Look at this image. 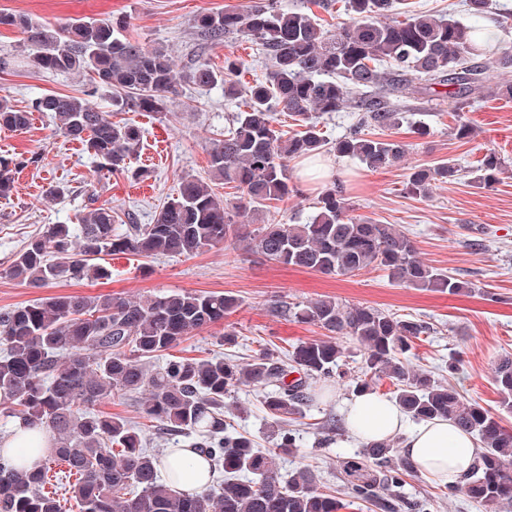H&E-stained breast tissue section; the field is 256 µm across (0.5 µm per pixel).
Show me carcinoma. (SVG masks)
I'll use <instances>...</instances> for the list:
<instances>
[{
  "mask_svg": "<svg viewBox=\"0 0 512 512\" xmlns=\"http://www.w3.org/2000/svg\"><path fill=\"white\" fill-rule=\"evenodd\" d=\"M345 2L351 20L332 29L312 12L280 11L276 0L199 14L195 28L206 42L250 37L270 62L265 79L245 91V109L208 151L213 177L233 185L236 195L222 198L208 184L186 177L152 224H136L131 217L122 224L103 204L75 228L50 225L16 256L10 275L36 287L101 279L108 276L102 264L106 256L189 257L207 247L245 242L278 264L325 275H351L374 264L407 287L468 292L470 282L423 263L414 241L396 225L352 214L339 185L320 193L314 214L303 224H264L254 230L246 224L252 209L298 193L289 170L294 159L332 151L374 170L399 163L406 144L378 137L374 130L399 128L398 93L413 80L420 81L421 93L461 109L485 89V65L478 58L512 70V49L487 42L474 25L491 12L492 0H465L470 23L417 10L402 20V7L410 6L406 0ZM4 26L24 35L34 68L89 76L114 91L112 106L121 112H158L181 94L184 82L200 88L222 85L224 96L239 95L232 80L241 69L239 61L225 59L222 70L200 61L180 74L166 53L115 35L110 22L52 25L1 11ZM33 109L50 113L58 134L82 142L100 170L141 176L130 171L141 138L135 124L114 121L112 113L69 95L40 97ZM277 111L288 113L302 130L292 135L277 130ZM336 112H354L356 122L331 146L314 115ZM29 123V111L0 97V128L22 130ZM502 168L499 154L485 151L478 183H495ZM461 172L451 161L415 167L406 192L425 198L433 182H453ZM237 307L231 295L174 292L146 302L60 294L1 311L0 409L45 431L52 451L32 471L19 470L0 455V512H63L56 493L46 490L57 477L52 472L56 462L76 477L71 490L78 512H341L342 499L319 489L311 472L281 480L276 459L299 447V436L284 433L264 453L224 420V398L241 387L269 389L264 407L275 417L303 416L311 402L307 381L341 370L337 336L355 339L367 354L356 391L394 379L396 402L412 420L447 418L476 436L478 460L462 482L448 487V494L462 493L487 512L512 507V429L479 402L463 401L452 384L401 360L415 340L430 333L425 321L331 298L292 303L288 313L320 326L327 338L303 341L283 358L263 351L247 362L217 355L153 364L186 337L223 323ZM495 385L499 407L512 413V357L498 363ZM133 394L142 396L144 420L169 436L192 439L190 447L223 470L221 484L190 494L161 480L158 457L143 443L141 426L97 409L107 397ZM358 455L377 470L352 485L353 497L396 509L405 499V477L416 473L412 463L397 457L392 442L365 444Z\"/></svg>",
  "mask_w": 512,
  "mask_h": 512,
  "instance_id": "cac0c4a2",
  "label": "carcinoma"
}]
</instances>
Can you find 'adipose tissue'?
<instances>
[{
    "label": "adipose tissue",
    "instance_id": "adipose-tissue-1",
    "mask_svg": "<svg viewBox=\"0 0 512 512\" xmlns=\"http://www.w3.org/2000/svg\"><path fill=\"white\" fill-rule=\"evenodd\" d=\"M345 407V425L351 437L365 443L400 438L403 454L420 474L436 482H460L477 461V439L448 419H434L406 430L403 410L379 393L352 396ZM49 446L45 432L18 424L8 440L0 443V452L12 457L18 465L32 469L37 467ZM162 465L165 471H176L172 484L181 491L200 492L212 484L211 465L193 449H171L163 457Z\"/></svg>",
    "mask_w": 512,
    "mask_h": 512
}]
</instances>
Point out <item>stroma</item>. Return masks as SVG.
I'll return each instance as SVG.
<instances>
[{
  "label": "stroma",
  "instance_id": "stroma-1",
  "mask_svg": "<svg viewBox=\"0 0 512 512\" xmlns=\"http://www.w3.org/2000/svg\"><path fill=\"white\" fill-rule=\"evenodd\" d=\"M249 0H0V10L59 24L78 20H109L120 24L131 41L160 48L172 57L179 72L195 63L209 62L223 69L225 58L245 64L238 77L249 86L263 79L267 60L254 41L229 37L223 43L205 44L194 29V18L208 10L239 9ZM0 55L9 65L0 69V97L31 110L46 94L88 96L99 109L112 107L109 90L93 89L86 77L33 69L17 30L0 28ZM512 84V72L488 69L487 89L463 116L474 134L456 139L455 110L418 91L416 84L403 89L399 100L412 121L425 122L426 136L400 127L395 137L406 144L402 161L392 167L370 170L358 160L322 155L324 178L301 183L300 196L259 207L253 226L289 219L305 220L328 181L341 180L355 214L382 224H394L412 238L427 265L471 282L460 295L408 288L391 281L386 272L370 266L352 275H322L267 260L250 250L216 246L199 254L143 259L129 255L107 257V278L56 282L41 288L9 276L7 269L28 242L51 224H79L93 208L111 205L118 213H133L137 223H153L163 204L175 194L180 178L208 183L213 191L231 197L233 190L213 179L208 149L222 138L245 99L226 97L223 88L204 89L188 84L181 96L160 112H133L129 118L143 132L131 157L133 169L144 176L101 171L93 156L76 140L55 134L50 115L33 112L27 129H0V159L28 158L24 168L12 170L13 191L0 197V311L39 302L63 293L106 295L151 300L173 292L224 293L235 296L239 307L224 325L188 337L178 345V356L207 358L216 353L235 355L246 362L260 350L281 352L308 339L324 337L311 323H299L284 313V305L331 297L345 304H363L403 317H417L431 327L429 336L416 341L406 355L409 366L433 371L454 385L464 401H476L500 413L494 385L499 360L512 356V99L497 95V86ZM504 161L497 182L490 187L473 182L477 162L486 149ZM458 163L461 179L436 184L430 197L408 195L405 181L412 168L443 160ZM65 193L50 197L49 187ZM238 336L235 346L224 343L225 330ZM344 352L345 373L314 382L313 404L303 417L277 419L263 407V390L242 388L225 398V416L234 428L268 448L266 433L293 431L301 446L281 455L282 477L311 471L320 489L347 497L344 463L360 444L345 429L343 410L358 376L365 369V350L355 340H338ZM512 426V413H500ZM334 420L337 446L320 445L317 426ZM407 504L395 512H411L410 503L425 505L427 512H484L466 496L443 494L441 484L426 477L408 479Z\"/></svg>",
  "mask_w": 512,
  "mask_h": 512
}]
</instances>
